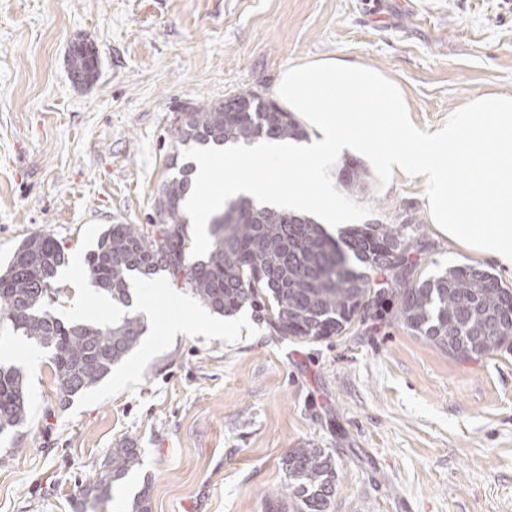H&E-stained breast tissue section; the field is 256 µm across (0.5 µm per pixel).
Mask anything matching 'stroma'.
I'll list each match as a JSON object with an SVG mask.
<instances>
[{
    "label": "stroma",
    "instance_id": "stroma-1",
    "mask_svg": "<svg viewBox=\"0 0 512 512\" xmlns=\"http://www.w3.org/2000/svg\"><path fill=\"white\" fill-rule=\"evenodd\" d=\"M99 76L71 78L74 45ZM340 57L380 70L424 128L489 92L512 95V0H0V266L48 233L65 265L52 311L110 324L84 256L112 224H151L181 104L241 89L273 97L288 65ZM337 198L353 223L416 224L422 276L473 265L429 224L424 189L398 177ZM150 306L140 345L95 387L58 401L46 352L0 325V357L22 367L29 415L0 436V512H268L288 498L294 448L338 464L329 512H512V351L460 360L394 313L308 343L255 310L236 330L170 336L204 308L166 274L135 283ZM139 463L102 504L80 491L113 449Z\"/></svg>",
    "mask_w": 512,
    "mask_h": 512
}]
</instances>
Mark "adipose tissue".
<instances>
[{"label": "adipose tissue", "mask_w": 512, "mask_h": 512, "mask_svg": "<svg viewBox=\"0 0 512 512\" xmlns=\"http://www.w3.org/2000/svg\"><path fill=\"white\" fill-rule=\"evenodd\" d=\"M274 92L307 139L261 138L202 155L194 178L210 195L203 206L188 198L194 223L207 226L226 201L245 197L335 230L347 219L333 189L336 164L354 156L382 181L417 179L430 224L470 255L512 270V95L473 98L430 130L413 121L394 81L360 63L328 58L288 66ZM280 171L288 179H277Z\"/></svg>", "instance_id": "adipose-tissue-1"}]
</instances>
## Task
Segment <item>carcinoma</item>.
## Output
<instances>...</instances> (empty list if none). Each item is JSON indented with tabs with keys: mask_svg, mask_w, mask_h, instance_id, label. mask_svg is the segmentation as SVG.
Returning a JSON list of instances; mask_svg holds the SVG:
<instances>
[{
	"mask_svg": "<svg viewBox=\"0 0 512 512\" xmlns=\"http://www.w3.org/2000/svg\"><path fill=\"white\" fill-rule=\"evenodd\" d=\"M91 49L76 45L70 69L75 83L91 84L98 70ZM230 101L251 102L248 112H233L223 101L189 107L185 122L173 129L183 146L251 142L258 138L298 140L303 128L288 112H270L244 89ZM169 167L176 173L160 184L154 212L163 213L158 236L140 226L112 224L98 247L85 256L92 287L127 306L134 273L169 275L213 312L230 316L245 306L264 316L279 336L303 342L325 340L348 330L352 322L377 317L378 303L396 300L398 320L416 336L458 358L512 350V288L492 273L454 266L421 278L416 255L424 252L418 230L408 224H360L343 232L347 257L336 255V240L309 219L236 201L241 219L210 224L211 251L204 261L189 258L184 202L191 189L193 165L175 152ZM367 172L351 163L341 188L361 190ZM65 261L61 243L35 233L22 240L0 271V323H7L49 352L59 401L99 384L141 343L144 323L127 316L112 326L65 323L46 304L55 293L53 279ZM382 274L376 281L371 273ZM28 415L25 376L0 361V435L23 426ZM135 448L112 451L96 477L82 490L95 501L109 498L112 486L137 464ZM296 512H329L336 485V461L322 448H295L283 459Z\"/></svg>",
	"mask_w": 512,
	"mask_h": 512,
	"instance_id": "1",
	"label": "carcinoma"
}]
</instances>
